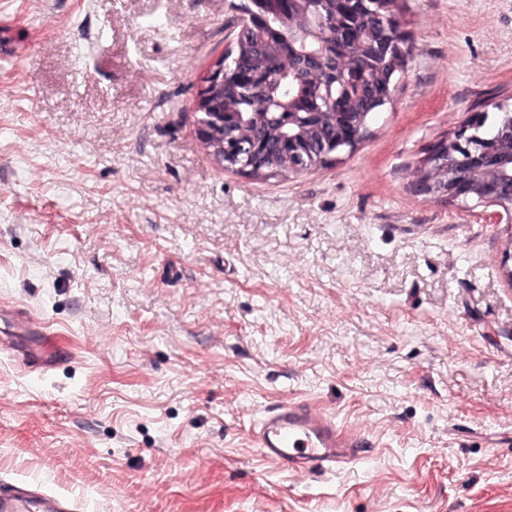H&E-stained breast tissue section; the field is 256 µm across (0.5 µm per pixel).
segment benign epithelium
<instances>
[{"instance_id":"1","label":"benign epithelium","mask_w":512,"mask_h":512,"mask_svg":"<svg viewBox=\"0 0 512 512\" xmlns=\"http://www.w3.org/2000/svg\"><path fill=\"white\" fill-rule=\"evenodd\" d=\"M288 44L300 43V52L321 63L329 56L337 67L347 68L346 57L336 58L329 48L336 44L318 42L307 48L308 40L317 39V30L299 19L288 7L283 15ZM401 30L385 29L370 44V55L384 57L391 53ZM331 70H308L305 80L324 89L325 101L332 112H272L276 100L265 96L253 98V111H224V83L230 74L224 62L214 63L201 80L196 108L203 111L199 136L217 163L226 171L247 176L255 174L299 175L338 159L336 142L357 145L367 124V113L357 111L353 92L332 93ZM482 113L469 112L453 137L434 143L414 176L413 190L419 195L467 206H484L481 213L487 224L512 223V116L490 138L473 133L479 128Z\"/></svg>"}]
</instances>
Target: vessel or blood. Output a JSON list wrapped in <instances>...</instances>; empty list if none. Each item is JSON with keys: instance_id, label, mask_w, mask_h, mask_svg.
<instances>
[{"instance_id": "b4317fda", "label": "vessel or blood", "mask_w": 512, "mask_h": 512, "mask_svg": "<svg viewBox=\"0 0 512 512\" xmlns=\"http://www.w3.org/2000/svg\"><path fill=\"white\" fill-rule=\"evenodd\" d=\"M255 441L265 456L293 471L333 472L363 458L367 443L335 420L302 403H278L255 425ZM65 512L64 501L39 497L25 486L0 492V512Z\"/></svg>"}]
</instances>
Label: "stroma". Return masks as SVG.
<instances>
[{"label":"stroma","instance_id":"35a3bbf8","mask_svg":"<svg viewBox=\"0 0 512 512\" xmlns=\"http://www.w3.org/2000/svg\"><path fill=\"white\" fill-rule=\"evenodd\" d=\"M231 0H0V483L72 512H512V224L415 194L512 102V0H398L413 58L335 164L224 170L197 135ZM302 402L373 441L289 471ZM265 456L293 471L333 472L363 458L370 445L336 421L302 403H278L255 425Z\"/></svg>","mask_w":512,"mask_h":512}]
</instances>
